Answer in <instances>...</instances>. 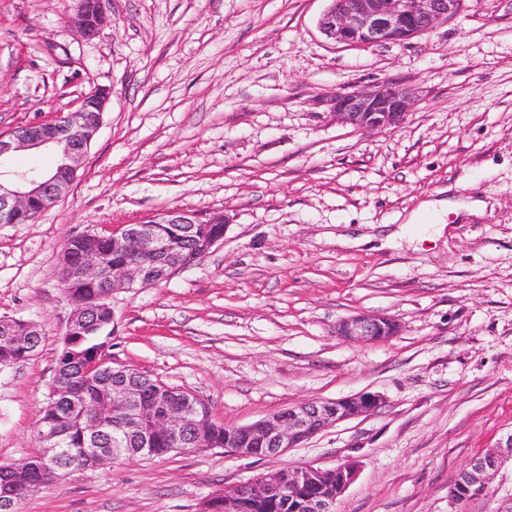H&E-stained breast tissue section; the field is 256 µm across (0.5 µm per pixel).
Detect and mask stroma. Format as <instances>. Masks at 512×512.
I'll use <instances>...</instances> for the list:
<instances>
[{"mask_svg":"<svg viewBox=\"0 0 512 512\" xmlns=\"http://www.w3.org/2000/svg\"><path fill=\"white\" fill-rule=\"evenodd\" d=\"M91 37L75 0H0V133L111 89L68 194L0 224V317L37 323L30 360L0 369V464L38 448L71 314L58 255L73 237L167 210L224 215L222 243L166 282L114 292L113 366L191 392L243 426L362 392L379 408L279 456L187 448L77 470L22 512H200L211 495L288 467L353 461L336 512H497L448 484L512 433V0H464L403 43L351 47L319 29L327 0H105ZM415 103L392 131H359L337 93L386 82ZM482 215L407 224L425 200ZM384 315L396 336H337ZM91 8L100 1L97 8L91 12L86 9L83 5L82 0L76 1L75 13L72 17V23L75 28L82 33L84 36H91L95 30L102 24L109 20V16L106 14L103 2L101 0H84ZM399 331L397 321L388 316L358 314L342 320L337 333L348 339L376 342L395 336Z\"/></svg>","mask_w":512,"mask_h":512,"instance_id":"stroma-1","label":"stroma"}]
</instances>
